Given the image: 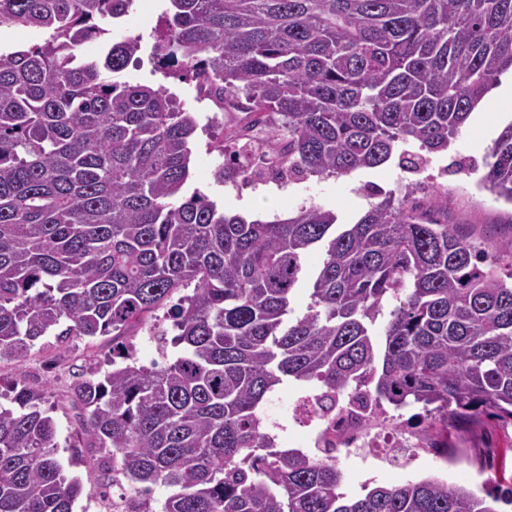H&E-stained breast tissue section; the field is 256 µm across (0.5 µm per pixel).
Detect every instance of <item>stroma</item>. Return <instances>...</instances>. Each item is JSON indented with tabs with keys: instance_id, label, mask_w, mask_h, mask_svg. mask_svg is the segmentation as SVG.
Masks as SVG:
<instances>
[{
	"instance_id": "obj_1",
	"label": "stroma",
	"mask_w": 512,
	"mask_h": 512,
	"mask_svg": "<svg viewBox=\"0 0 512 512\" xmlns=\"http://www.w3.org/2000/svg\"><path fill=\"white\" fill-rule=\"evenodd\" d=\"M148 13H129L110 38L137 37L141 49L137 63L129 64L127 81L142 85H164L174 94L178 105L195 111L200 132L193 147L187 192L201 191L218 207L248 218L270 220L295 215L305 205L315 204L334 212L339 223H355L367 210L366 186L386 192H399L413 182H421L419 199L439 192L448 200V221L472 229L475 238L501 240L512 237V204L496 198L482 188L480 180L486 169L483 161L503 128L512 123V94L498 100L491 109L474 110L466 127L460 131L448 151L434 155L431 165L420 174L403 172L396 161L374 169H359L336 176H305L288 185L275 183H219L215 172L222 158L214 148L227 126L244 121L242 112H216L211 103H198L197 83L192 79L164 77L152 55L156 28L168 6L167 0H150ZM112 355V339L103 336L93 342L77 341L58 350L35 346L22 359L0 360V384L23 379L32 388L46 394L57 427V455L68 460L75 431L76 412L68 393L69 370L74 365L104 367ZM512 445V425L491 417L470 424L460 422L448 428V456L439 458L420 454L418 460L398 467L358 456L341 458L343 490L348 495L361 494L365 484H398L407 480L436 477L451 483L464 482L477 496L495 490L502 476L501 462L507 446Z\"/></svg>"
}]
</instances>
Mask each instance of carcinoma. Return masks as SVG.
Masks as SVG:
<instances>
[{"label":"carcinoma","instance_id":"carcinoma-1","mask_svg":"<svg viewBox=\"0 0 512 512\" xmlns=\"http://www.w3.org/2000/svg\"><path fill=\"white\" fill-rule=\"evenodd\" d=\"M134 5L0 0V28L48 33L0 52V358L44 336H125L165 307L175 335L152 336L183 346L145 367L121 344L109 370L73 375L80 458L98 469L89 493L122 476L130 512H496L438 478L350 497L336 457L279 446L261 408L295 381L328 416L363 383L378 407L421 406L427 439L448 442L450 416L512 423V282L500 274L512 238L478 243L442 219L445 200L424 208L414 189L344 225L317 205L262 221L185 196L196 113L161 85L112 79L135 38L78 55ZM154 57L249 114L216 146L221 183L342 176L394 156L416 173L512 71V0H169ZM242 145L264 172L238 160ZM489 158L484 188L512 204V123ZM315 249L307 313L291 320ZM44 403L19 380L0 392V512H72L84 491Z\"/></svg>","mask_w":512,"mask_h":512}]
</instances>
